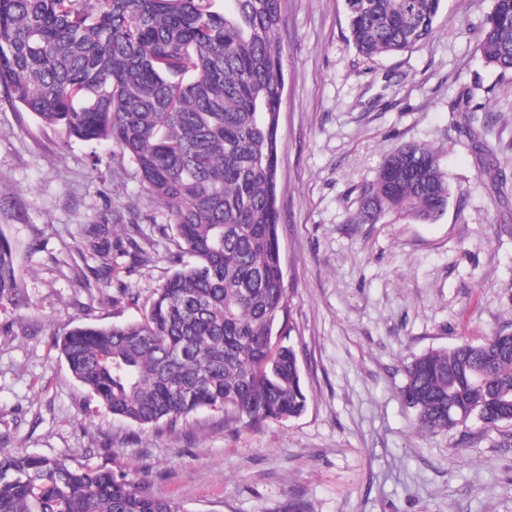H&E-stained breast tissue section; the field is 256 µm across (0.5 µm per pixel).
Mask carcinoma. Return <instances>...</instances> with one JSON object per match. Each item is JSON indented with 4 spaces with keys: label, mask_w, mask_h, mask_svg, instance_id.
I'll return each instance as SVG.
<instances>
[{
    "label": "carcinoma",
    "mask_w": 512,
    "mask_h": 512,
    "mask_svg": "<svg viewBox=\"0 0 512 512\" xmlns=\"http://www.w3.org/2000/svg\"><path fill=\"white\" fill-rule=\"evenodd\" d=\"M0 0V92L67 138L108 141L179 239L175 270L138 320L74 326L58 343L115 417L176 428L204 408L247 426L307 407L284 287L277 203L281 0ZM373 58L429 39L442 0H343ZM485 62L512 72V0L482 23ZM448 172L428 145L384 157L352 224L446 210ZM20 291L0 232V300ZM421 430L512 421V334L432 350L402 390ZM0 512H184L125 475L0 448Z\"/></svg>",
    "instance_id": "carcinoma-1"
}]
</instances>
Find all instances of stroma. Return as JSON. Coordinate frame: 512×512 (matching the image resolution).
<instances>
[{"instance_id":"1","label":"stroma","mask_w":512,"mask_h":512,"mask_svg":"<svg viewBox=\"0 0 512 512\" xmlns=\"http://www.w3.org/2000/svg\"><path fill=\"white\" fill-rule=\"evenodd\" d=\"M494 2L442 0L430 40L368 59L342 0H282L278 231L309 402L256 427L211 409L142 427L73 378L61 334L140 317L178 237L115 146L67 139L0 95V229L21 281L0 302V448L126 474L185 512H512V422L422 431L401 396L414 357L512 332V72L478 49ZM406 143L439 152L446 212L351 223L360 186ZM132 200L138 229L112 225L101 257L89 229Z\"/></svg>"}]
</instances>
